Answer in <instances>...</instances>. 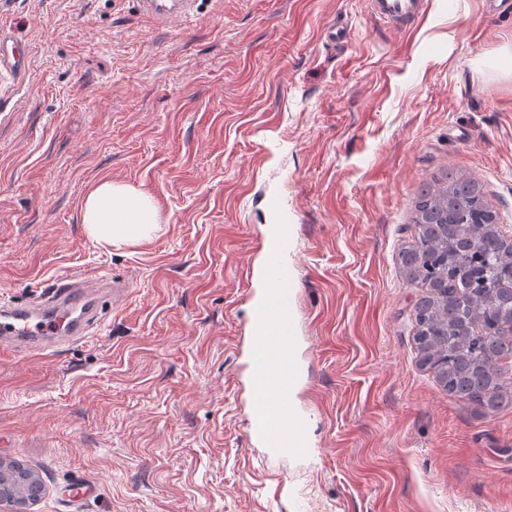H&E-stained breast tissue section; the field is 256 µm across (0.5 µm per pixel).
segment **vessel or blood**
I'll list each match as a JSON object with an SVG mask.
<instances>
[{
  "mask_svg": "<svg viewBox=\"0 0 512 512\" xmlns=\"http://www.w3.org/2000/svg\"><path fill=\"white\" fill-rule=\"evenodd\" d=\"M142 14L161 27L186 21L198 0H138ZM376 15L400 23L417 16L421 0H371ZM21 65L14 35L0 29V68ZM293 227L280 221L267 227L261 266L264 289L250 309L252 354L247 363L250 426L264 447L298 455L309 450L307 416L288 402L302 378L293 320L294 300L288 289V255ZM99 279L69 278L44 288L52 309L38 303L0 306V346L32 338L84 336L97 321L95 290Z\"/></svg>",
  "mask_w": 512,
  "mask_h": 512,
  "instance_id": "obj_1",
  "label": "vessel or blood"
}]
</instances>
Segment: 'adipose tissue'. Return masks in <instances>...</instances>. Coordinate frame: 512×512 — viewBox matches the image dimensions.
<instances>
[{"label":"adipose tissue","mask_w":512,"mask_h":512,"mask_svg":"<svg viewBox=\"0 0 512 512\" xmlns=\"http://www.w3.org/2000/svg\"><path fill=\"white\" fill-rule=\"evenodd\" d=\"M79 215L88 241L102 248L149 240L160 222L152 195L109 179L97 181L86 193Z\"/></svg>","instance_id":"1"}]
</instances>
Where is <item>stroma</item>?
Wrapping results in <instances>:
<instances>
[{"label": "stroma", "instance_id": "stroma-1", "mask_svg": "<svg viewBox=\"0 0 512 512\" xmlns=\"http://www.w3.org/2000/svg\"><path fill=\"white\" fill-rule=\"evenodd\" d=\"M1 27L27 64L0 69V303L79 275L128 289L88 338L0 349V457L41 476L31 512H512V409L421 365L398 260L448 171L512 236V0H424L400 31L369 0H198L167 28L136 0H0ZM103 178L156 198L150 241L87 240ZM279 219L303 456L249 425Z\"/></svg>", "mask_w": 512, "mask_h": 512}]
</instances>
